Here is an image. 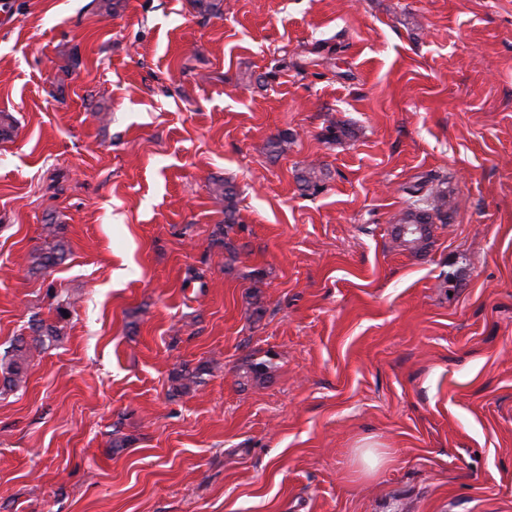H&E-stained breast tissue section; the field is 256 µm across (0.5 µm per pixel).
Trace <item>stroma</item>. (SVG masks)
I'll use <instances>...</instances> for the list:
<instances>
[{"instance_id":"stroma-1","label":"stroma","mask_w":512,"mask_h":512,"mask_svg":"<svg viewBox=\"0 0 512 512\" xmlns=\"http://www.w3.org/2000/svg\"><path fill=\"white\" fill-rule=\"evenodd\" d=\"M1 111L0 512H512V0H0ZM214 199L224 204V224H235L233 216L235 190L229 182H215L213 187ZM420 193V189L410 193L408 205L397 228L399 240L412 248L418 247L428 239V224H435L434 219L441 220L444 216L446 197L441 191L431 190L423 195ZM27 349L24 341L20 340L13 346L11 352L7 351V355L5 354L0 359V370L3 375L4 384H7L9 387H19L26 383L28 370Z\"/></svg>"}]
</instances>
